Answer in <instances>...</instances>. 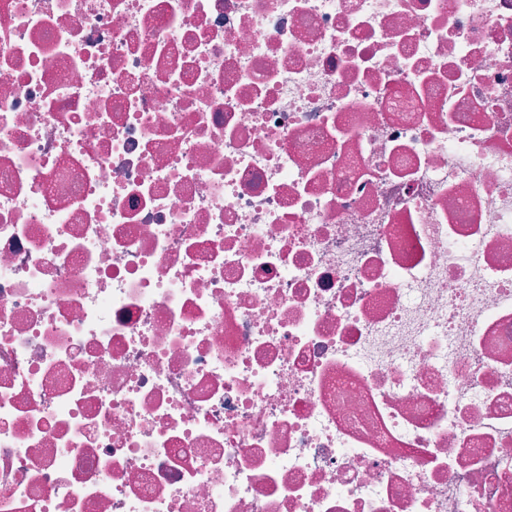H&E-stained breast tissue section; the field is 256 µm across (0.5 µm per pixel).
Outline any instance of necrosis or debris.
I'll use <instances>...</instances> for the list:
<instances>
[{
    "label": "necrosis or debris",
    "mask_w": 512,
    "mask_h": 512,
    "mask_svg": "<svg viewBox=\"0 0 512 512\" xmlns=\"http://www.w3.org/2000/svg\"><path fill=\"white\" fill-rule=\"evenodd\" d=\"M0 512H512V0H0Z\"/></svg>",
    "instance_id": "necrosis-or-debris-1"
}]
</instances>
